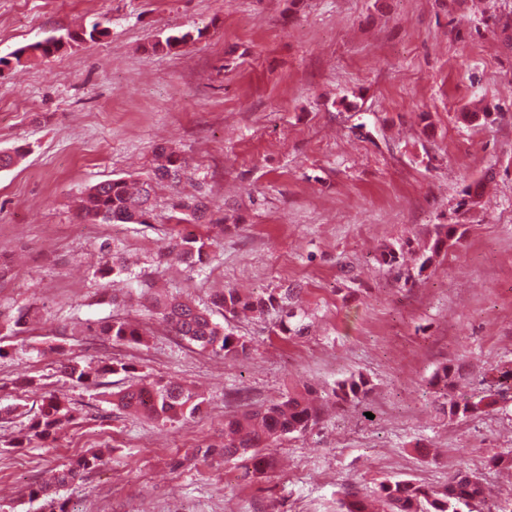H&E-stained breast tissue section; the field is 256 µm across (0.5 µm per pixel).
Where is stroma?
I'll return each mask as SVG.
<instances>
[{
    "mask_svg": "<svg viewBox=\"0 0 512 512\" xmlns=\"http://www.w3.org/2000/svg\"><path fill=\"white\" fill-rule=\"evenodd\" d=\"M100 24L95 41L13 60L17 48ZM194 42L166 54L171 29ZM465 112H493L466 123ZM189 165L156 190L146 224L82 225L86 188L144 179L161 147ZM0 312L29 308L26 331L0 338V512H45L28 488L88 449L105 468L59 489L71 512H337L344 484L439 487L458 468L494 496L512 472L489 465L512 451V0H0ZM484 183L463 214L466 186ZM204 195L216 244L203 270L160 264L178 197ZM464 221L459 245L409 282L378 260L387 244L429 241ZM130 272L102 276L103 246ZM151 294L207 306L227 288L299 287L302 338L273 334V317L234 322L253 353L227 359L171 334L145 307L141 345L90 333L113 298ZM128 362L119 385L174 380L204 412L158 422L113 410L102 388L60 376V361ZM466 363L463 394L498 393L471 418H448L429 384ZM369 380L361 404L331 408L288 437L273 472L244 480L235 463L173 468L224 417L303 386ZM77 411L54 439L14 440L44 392Z\"/></svg>",
    "mask_w": 512,
    "mask_h": 512,
    "instance_id": "obj_1",
    "label": "stroma"
}]
</instances>
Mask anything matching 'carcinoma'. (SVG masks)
I'll list each match as a JSON object with an SVG mask.
<instances>
[{
    "label": "carcinoma",
    "instance_id": "cac0c4a2",
    "mask_svg": "<svg viewBox=\"0 0 512 512\" xmlns=\"http://www.w3.org/2000/svg\"><path fill=\"white\" fill-rule=\"evenodd\" d=\"M194 40L187 30L169 35L154 43L156 51L175 52ZM62 44L48 38L19 48L15 55L49 57L57 53ZM160 163L153 177L144 180L117 178L94 185L83 192L80 204L81 217L90 224H146L152 213V182L178 183L188 174L185 159L175 150H159ZM203 204L197 198H179L172 204V219L178 223L198 218ZM464 236L462 225L437 224L434 227L431 245L419 257L418 273L425 272L441 253L458 244ZM387 246L379 255L381 264L402 278L400 257L406 246ZM212 247L210 238L189 233L173 237L170 248L188 266L200 265L209 256ZM296 288H273L261 293L245 294L236 288H226L214 296L212 306L200 307L178 296L154 299V309L170 332L197 348L231 358H246L253 346L249 340L234 333L215 318L234 319L251 313L258 317L270 312L278 315V334L285 338L304 337L309 324L305 311L293 305ZM25 315L17 318L0 315V332L17 336L23 332ZM98 335L115 344H140L147 334L143 326L129 317L116 314L99 322ZM61 368L78 385L100 387L102 378L131 370L121 360L103 361L92 368L78 361L67 360ZM464 365L444 364L433 374L430 384L442 399L439 410L451 417L474 416L483 408L496 403L493 395L477 402L459 401L453 392L464 377ZM369 381L362 376L351 377L336 383L325 400L338 405L360 403L369 393ZM315 390L287 393L277 403L263 405L241 416L224 417L222 441L218 444H202L187 455L185 460L207 461L218 455L226 461H236L242 469L241 478H259L275 467V457L268 449L275 448L289 435L302 434L317 426L322 420L321 407L312 395ZM113 407L119 411H133L148 418L162 421H179L193 418L203 411L200 401L191 388L165 382L161 379L128 385L110 393ZM73 419V408L56 394L43 397L38 413L31 419L25 440L28 443L41 441L56 434L63 423ZM103 450L89 451L71 461L53 475L52 486L61 488L86 478L105 465ZM50 486V487H52ZM50 487L40 485L29 490L31 496L49 494ZM381 512H463L473 502L486 503L485 484L475 473L458 469L448 478L441 489L420 485L410 480L385 481L380 483ZM340 512H368L366 498L354 485L344 489L339 502Z\"/></svg>",
    "mask_w": 512,
    "mask_h": 512
}]
</instances>
